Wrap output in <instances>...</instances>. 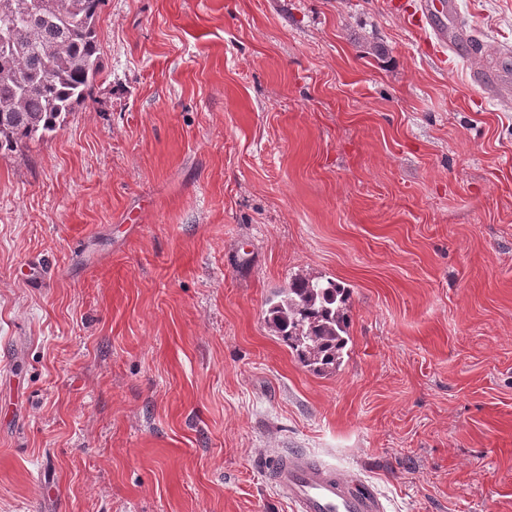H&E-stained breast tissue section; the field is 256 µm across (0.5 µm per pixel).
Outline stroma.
Here are the masks:
<instances>
[{"instance_id": "stroma-1", "label": "stroma", "mask_w": 512, "mask_h": 512, "mask_svg": "<svg viewBox=\"0 0 512 512\" xmlns=\"http://www.w3.org/2000/svg\"><path fill=\"white\" fill-rule=\"evenodd\" d=\"M384 2L104 0L90 98L0 152V512H290L285 450L512 512V0L441 62ZM299 274L328 376L266 325ZM348 292L331 279L295 277L268 301L266 322L316 375L336 371L348 357Z\"/></svg>"}]
</instances>
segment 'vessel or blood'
<instances>
[{"instance_id":"1","label":"vessel or blood","mask_w":512,"mask_h":512,"mask_svg":"<svg viewBox=\"0 0 512 512\" xmlns=\"http://www.w3.org/2000/svg\"><path fill=\"white\" fill-rule=\"evenodd\" d=\"M389 8L407 13L426 34L444 44H462L463 30L448 22L455 0H390ZM270 483L288 500L292 512H386L378 492L357 474L305 453L282 452L268 469Z\"/></svg>"}]
</instances>
